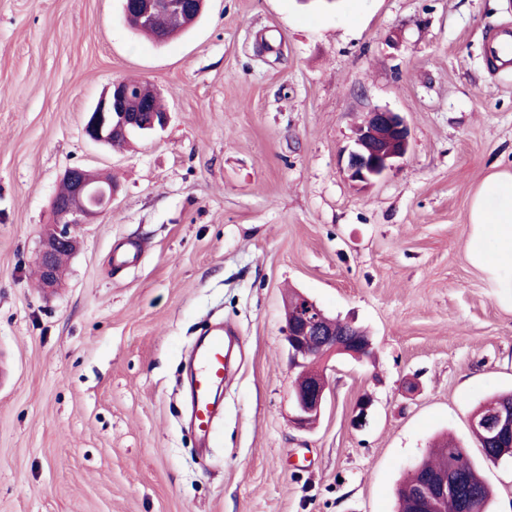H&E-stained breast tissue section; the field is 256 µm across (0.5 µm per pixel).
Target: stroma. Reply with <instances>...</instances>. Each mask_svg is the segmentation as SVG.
I'll use <instances>...</instances> for the list:
<instances>
[{"label": "stroma", "mask_w": 512, "mask_h": 512, "mask_svg": "<svg viewBox=\"0 0 512 512\" xmlns=\"http://www.w3.org/2000/svg\"><path fill=\"white\" fill-rule=\"evenodd\" d=\"M506 25L512 0H206L157 44L121 0H0V512H395L446 433L505 512L512 458L487 460L470 417L512 391V288L472 260L469 217L512 172V68L485 53ZM124 79L169 122L116 151L82 129ZM377 109L411 147L365 185L347 156ZM75 166L119 190L47 294L35 258ZM293 289L373 340L327 362L308 431L291 421ZM217 322L242 360L201 456L186 357Z\"/></svg>", "instance_id": "1"}]
</instances>
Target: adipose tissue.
Returning a JSON list of instances; mask_svg holds the SVG:
<instances>
[{"label":"adipose tissue","mask_w":512,"mask_h":512,"mask_svg":"<svg viewBox=\"0 0 512 512\" xmlns=\"http://www.w3.org/2000/svg\"><path fill=\"white\" fill-rule=\"evenodd\" d=\"M470 221L478 228L471 242L475 260L493 274L512 276V173L487 177L472 202Z\"/></svg>","instance_id":"1"}]
</instances>
